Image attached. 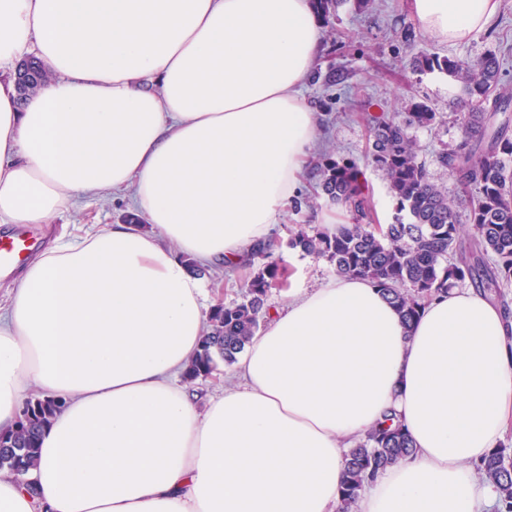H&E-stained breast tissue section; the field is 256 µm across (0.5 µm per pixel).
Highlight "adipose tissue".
I'll return each instance as SVG.
<instances>
[{
    "label": "adipose tissue",
    "instance_id": "obj_1",
    "mask_svg": "<svg viewBox=\"0 0 512 512\" xmlns=\"http://www.w3.org/2000/svg\"><path fill=\"white\" fill-rule=\"evenodd\" d=\"M500 0H409L454 45ZM321 42L311 0H0V224H46L131 191L151 232L59 237L0 312V427L30 390L63 400L27 491L0 512H335L345 452L395 414L415 454L358 512H488L476 467L512 427V318L453 289L404 327L368 281L336 277L253 336L224 392L177 377L205 286L270 243L316 146L299 90ZM47 78L19 101L16 65Z\"/></svg>",
    "mask_w": 512,
    "mask_h": 512
}]
</instances>
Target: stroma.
Here are the masks:
<instances>
[{
    "mask_svg": "<svg viewBox=\"0 0 512 512\" xmlns=\"http://www.w3.org/2000/svg\"><path fill=\"white\" fill-rule=\"evenodd\" d=\"M425 51L473 61L486 54L503 56L501 84L512 94V0H501L492 25L474 33L459 45L449 46L426 36L413 19L408 0H374L362 10L357 0H346L334 26L323 27L321 45L313 64L324 74V81L305 82L301 95L312 112L319 137L317 151H330L356 161L363 174L372 223L394 220V207L387 182L381 172L368 164L367 115L404 118L413 105L426 103L441 119L431 127H414L420 161L425 162L433 181L456 197L458 188L437 157L453 148L462 138V125L454 105L463 96L462 83L447 75L419 73L412 65L413 55ZM305 207L287 208L278 217L273 239L288 262L286 286L273 288L271 309L286 305L290 295L319 288L334 278L333 266L322 258L304 256L287 249L286 243L298 225H325L327 218L348 223L345 211L325 200L314 199L312 181H305L301 193ZM134 208L129 199L109 196L80 203L73 211L51 224L11 226L0 224V234L19 233L34 242L36 252L45 251L66 225L90 224L104 227L122 223ZM249 268L236 266L211 270L205 276L206 306L240 302Z\"/></svg>",
    "mask_w": 512,
    "mask_h": 512,
    "instance_id": "obj_1",
    "label": "stroma"
}]
</instances>
